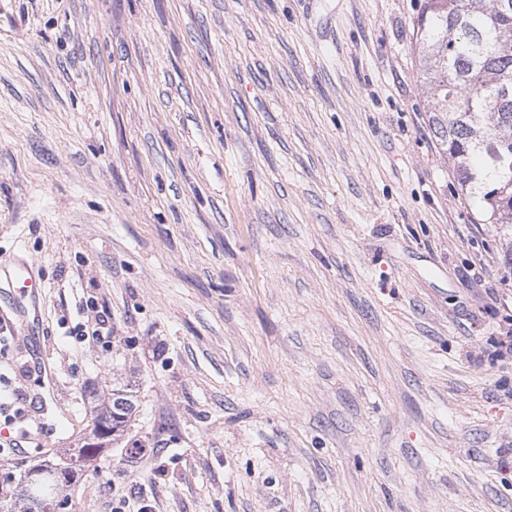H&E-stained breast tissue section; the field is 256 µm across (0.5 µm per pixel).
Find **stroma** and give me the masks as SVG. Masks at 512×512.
<instances>
[{"label": "stroma", "instance_id": "1", "mask_svg": "<svg viewBox=\"0 0 512 512\" xmlns=\"http://www.w3.org/2000/svg\"><path fill=\"white\" fill-rule=\"evenodd\" d=\"M421 3L0 0V263L44 289L0 373L48 353L70 416L0 472L120 388L69 512H512V224L435 148ZM88 311L94 313L93 320L78 324L73 328L74 336H80V342H86L89 347L99 348L101 351H108L112 346V324L111 314L102 308L98 310L95 298L85 300L82 305Z\"/></svg>", "mask_w": 512, "mask_h": 512}]
</instances>
